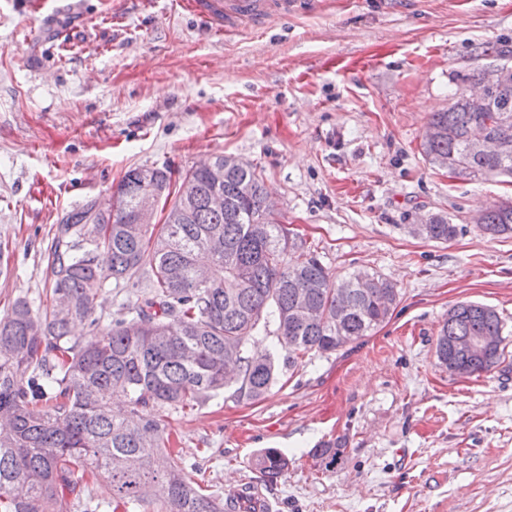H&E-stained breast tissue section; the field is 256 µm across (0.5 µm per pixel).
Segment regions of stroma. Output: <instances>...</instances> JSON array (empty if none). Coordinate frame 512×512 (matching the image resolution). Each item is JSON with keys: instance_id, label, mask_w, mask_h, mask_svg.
<instances>
[{"instance_id": "stroma-1", "label": "stroma", "mask_w": 512, "mask_h": 512, "mask_svg": "<svg viewBox=\"0 0 512 512\" xmlns=\"http://www.w3.org/2000/svg\"><path fill=\"white\" fill-rule=\"evenodd\" d=\"M501 49L512 0H323L220 36L176 0H0V314L44 300L55 225L129 169L177 180L234 156L330 274L378 272L400 301L262 400L226 390L169 414L173 448L220 497L252 485L274 512H512V236L476 224L512 204V177L455 176L421 153L452 75ZM436 214L455 237L416 233ZM461 301L506 322L505 362L467 377L435 353ZM328 440L329 468L312 455ZM263 448L288 458L276 482L251 464Z\"/></svg>"}]
</instances>
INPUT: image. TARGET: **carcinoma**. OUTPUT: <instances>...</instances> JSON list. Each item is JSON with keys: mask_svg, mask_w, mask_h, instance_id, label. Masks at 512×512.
<instances>
[{"mask_svg": "<svg viewBox=\"0 0 512 512\" xmlns=\"http://www.w3.org/2000/svg\"><path fill=\"white\" fill-rule=\"evenodd\" d=\"M476 125L498 141L497 153L472 146ZM428 127L434 134L422 149L433 165L460 176H512V86L486 112L471 111L459 88ZM213 163L224 166L218 185L199 167L177 183L166 170L137 167L116 186L108 213L94 211L93 200L69 212L50 245L51 302L35 308L18 298L0 316V512H98L82 486L88 471L110 483L127 512H224L205 474L169 450L161 412L199 407L231 387L240 399H262L279 374L273 354L251 352L262 326H276L291 368L391 316L394 283L364 270L334 278L267 209L256 167L225 155ZM144 179L167 212L159 226L142 223L156 211L144 205ZM216 194L220 209L210 204ZM477 222L489 235L512 234V206H494ZM425 233L446 241L457 225L437 215ZM143 272L147 290L126 315L101 325L95 311L106 286L136 288ZM78 320L89 322L88 335H70ZM503 329L494 308L460 302L439 330L437 358L448 369L465 364L471 375L489 371L506 359ZM467 336L499 344L466 356L458 343ZM337 454L329 441L315 449L328 467ZM253 464L274 482L288 458L264 448Z\"/></svg>", "mask_w": 512, "mask_h": 512, "instance_id": "carcinoma-1", "label": "carcinoma"}]
</instances>
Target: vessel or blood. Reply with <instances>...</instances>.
Instances as JSON below:
<instances>
[{"instance_id": "vessel-or-blood-1", "label": "vessel or blood", "mask_w": 512, "mask_h": 512, "mask_svg": "<svg viewBox=\"0 0 512 512\" xmlns=\"http://www.w3.org/2000/svg\"><path fill=\"white\" fill-rule=\"evenodd\" d=\"M318 0H178L181 8L195 14L209 28L233 31L258 26L277 17L288 19L312 10Z\"/></svg>"}]
</instances>
